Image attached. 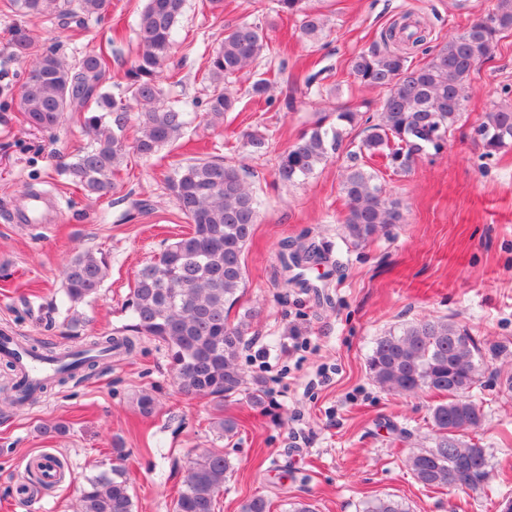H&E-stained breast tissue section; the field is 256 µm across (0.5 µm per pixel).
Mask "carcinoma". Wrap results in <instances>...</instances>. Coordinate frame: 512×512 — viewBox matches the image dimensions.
I'll return each instance as SVG.
<instances>
[{"label": "carcinoma", "mask_w": 512, "mask_h": 512, "mask_svg": "<svg viewBox=\"0 0 512 512\" xmlns=\"http://www.w3.org/2000/svg\"><path fill=\"white\" fill-rule=\"evenodd\" d=\"M111 0H10L17 16L54 18L81 26V16L107 13ZM280 11L302 16L301 34L315 38L323 29L320 14L306 9L305 0H278ZM184 0H147L137 23L138 52L126 72L127 90L135 105L103 92L111 61L105 51L65 63L48 50L29 64L21 105L26 125L37 131L55 129L65 112L83 114L89 146L78 151L64 168L70 181L89 195L112 189V176L128 150L142 157L155 155L183 136L187 122L177 105H167L160 86L162 67L169 59L174 32ZM512 30V0H497L494 12L478 16L448 43L428 45L417 24L403 15L380 33V41L351 60V73L363 85L383 93L380 109L366 116L346 110L336 114V125L317 124L280 154L275 176L291 185L328 161L341 147V126L359 122L365 136L359 152L383 156L396 174L407 173L414 157L428 149L439 152L462 112L471 73L494 52L504 31ZM268 46L263 27L238 24L224 28L223 39L210 57L211 93L207 116L224 118L237 102L232 80L258 60ZM30 40L14 30L12 54L27 61ZM420 53L425 61L411 63ZM136 124L139 136L126 143L125 132ZM486 155L512 143V106L486 113L477 130ZM178 209L192 224V232L169 245L161 259L144 266L127 299L131 323L107 336H98L79 351L59 353L55 374L27 395L63 385L80 371L92 370L129 354L142 336L162 343L168 353L180 392L225 400L247 385L238 364L247 342L249 319L233 324L230 306L245 284L243 254L258 222V201L234 164L198 159L176 167L168 177ZM341 190L347 201V235L365 242L399 224V206L385 197L375 173L356 165L343 174ZM277 273L283 284L307 291L314 284L305 271L328 263L315 244L284 239L277 251ZM105 255L90 250L77 254L63 271L64 302L74 306L98 296L107 275ZM486 366L485 353L464 328L445 319L423 320L397 333L380 337L367 359L372 379L395 395H417L425 390L445 400L431 409V445L410 454L407 467L429 489L483 493L488 487L489 459L485 448L465 440L481 425L484 414L470 399V391ZM115 463L86 479L78 512H133V500L123 466L121 448L113 449ZM231 462L219 449L190 458L172 512H215L217 498ZM364 512H407L392 498H375Z\"/></svg>", "instance_id": "carcinoma-1"}]
</instances>
